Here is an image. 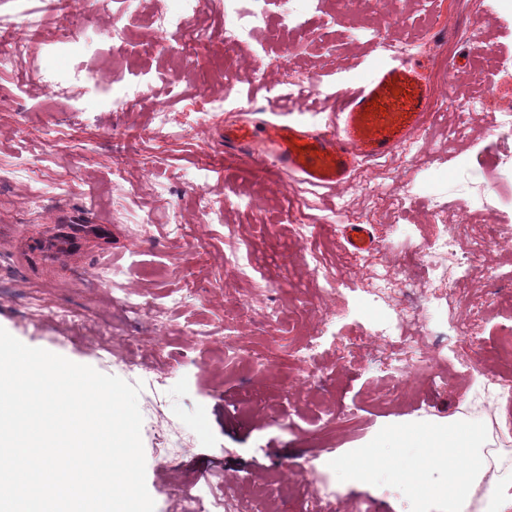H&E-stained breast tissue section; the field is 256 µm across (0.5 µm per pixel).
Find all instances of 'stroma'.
<instances>
[{
  "label": "stroma",
  "mask_w": 512,
  "mask_h": 512,
  "mask_svg": "<svg viewBox=\"0 0 512 512\" xmlns=\"http://www.w3.org/2000/svg\"><path fill=\"white\" fill-rule=\"evenodd\" d=\"M175 5L115 0L107 16L95 0L54 9L29 0L38 38L20 60L0 57V169L26 168L0 180V328L128 382L145 367L167 377L155 416L141 429L155 512L189 505L210 512L216 497L236 512H264L269 498L278 512H310L301 475L318 459L334 471L335 512H450L446 465L423 469L419 480L399 474V465L421 459L408 439L421 427L475 431L480 466L496 463L512 479V457L493 451V425L506 413L470 410L480 383L457 357L465 302L421 308L408 328L439 346L438 364L453 376L443 386L391 366L375 337L391 308L367 292L370 271L382 264L399 271L405 288L423 291L428 271L419 253L443 231L465 240L484 224L512 226V171L488 164L502 151L491 117L512 109V0L481 14L471 0H382L377 9L367 0H322L308 35L282 31L283 0H267L265 25L234 46L224 39L223 0H204L193 29L171 32L169 50L144 53L142 43ZM112 27L125 37L117 58L105 52ZM474 27L481 35L473 45L467 33ZM443 28L446 51H423ZM76 30L84 39L72 55L51 54L64 32ZM377 31L417 46L413 59L432 102L411 150L358 164L355 176L367 191L310 187L225 152L224 126L250 99L291 119L335 121L344 86L380 63ZM80 63L98 76L80 85L74 110L53 100L49 84ZM305 77L318 80L319 96L289 106L273 101L272 86ZM144 82L151 97L113 110V98ZM222 95L224 115L211 114L210 97ZM160 105L168 113L163 126ZM71 178L77 184L69 196L46 197L41 212L31 210L34 186ZM466 179L487 205L459 211ZM208 204L222 208V223L205 222ZM300 221L315 227L312 245L336 279L335 297L313 290L293 231ZM78 222L101 236L57 248L63 226ZM351 223L372 225V254L346 249L341 228ZM231 239L245 245L249 279L224 262ZM460 286L465 301L483 305L482 341L468 357L508 364L495 344L512 331V240L471 261ZM36 292L46 311L30 308ZM270 303L279 324L263 317ZM59 308L73 310L75 320H58ZM315 330L324 345L312 371L290 354ZM161 426L185 439L167 460L158 452ZM371 453L386 466L366 478L343 470Z\"/></svg>",
  "instance_id": "stroma-1"
}]
</instances>
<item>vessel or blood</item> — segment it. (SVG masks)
I'll return each instance as SVG.
<instances>
[{
	"label": "vessel or blood",
	"instance_id": "vessel-or-blood-1",
	"mask_svg": "<svg viewBox=\"0 0 512 512\" xmlns=\"http://www.w3.org/2000/svg\"><path fill=\"white\" fill-rule=\"evenodd\" d=\"M432 91L409 57L386 53L379 66L353 88L336 129L321 130L248 112L224 127V148L256 166H273L303 183L338 189L354 177L357 162L395 152L422 130ZM352 252L374 250L371 225L349 224Z\"/></svg>",
	"mask_w": 512,
	"mask_h": 512
}]
</instances>
